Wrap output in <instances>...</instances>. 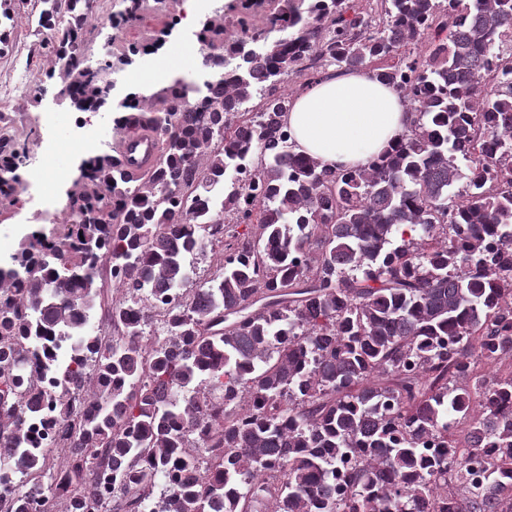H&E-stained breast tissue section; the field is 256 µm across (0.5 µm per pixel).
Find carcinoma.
Listing matches in <instances>:
<instances>
[{"instance_id":"carcinoma-1","label":"carcinoma","mask_w":512,"mask_h":512,"mask_svg":"<svg viewBox=\"0 0 512 512\" xmlns=\"http://www.w3.org/2000/svg\"><path fill=\"white\" fill-rule=\"evenodd\" d=\"M40 3L72 103L103 105L100 2ZM235 26L120 106L152 166L90 156L0 265V481L41 486L6 512H512V363L478 369L512 360V0H245ZM360 69L407 102L398 142L296 152L277 89Z\"/></svg>"}]
</instances>
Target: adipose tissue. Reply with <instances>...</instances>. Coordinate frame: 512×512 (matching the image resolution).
Here are the masks:
<instances>
[{"mask_svg": "<svg viewBox=\"0 0 512 512\" xmlns=\"http://www.w3.org/2000/svg\"><path fill=\"white\" fill-rule=\"evenodd\" d=\"M411 120L399 92L365 69L322 79L297 96L286 115L296 151L336 169L366 165Z\"/></svg>", "mask_w": 512, "mask_h": 512, "instance_id": "ef3b65f1", "label": "adipose tissue"}]
</instances>
